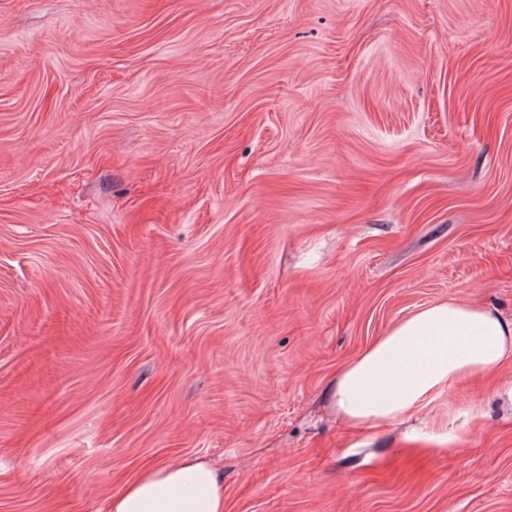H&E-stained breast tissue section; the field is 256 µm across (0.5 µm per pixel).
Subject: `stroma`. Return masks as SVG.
<instances>
[{
    "mask_svg": "<svg viewBox=\"0 0 512 512\" xmlns=\"http://www.w3.org/2000/svg\"><path fill=\"white\" fill-rule=\"evenodd\" d=\"M450 299L512 321V0H0V512L186 456L224 512H512V363L330 402ZM449 422L432 423L430 431L426 434V441L434 444L436 447L445 448L450 447L458 440V435L452 429H448Z\"/></svg>",
    "mask_w": 512,
    "mask_h": 512,
    "instance_id": "obj_1",
    "label": "stroma"
}]
</instances>
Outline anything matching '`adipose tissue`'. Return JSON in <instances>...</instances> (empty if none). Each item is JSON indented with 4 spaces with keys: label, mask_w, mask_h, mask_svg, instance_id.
I'll list each match as a JSON object with an SVG mask.
<instances>
[{
    "label": "adipose tissue",
    "mask_w": 512,
    "mask_h": 512,
    "mask_svg": "<svg viewBox=\"0 0 512 512\" xmlns=\"http://www.w3.org/2000/svg\"><path fill=\"white\" fill-rule=\"evenodd\" d=\"M510 359L512 322L480 305L434 302L346 364L331 400L348 426L370 433ZM109 512H224V474L201 457L153 463L113 495Z\"/></svg>",
    "instance_id": "1"
}]
</instances>
